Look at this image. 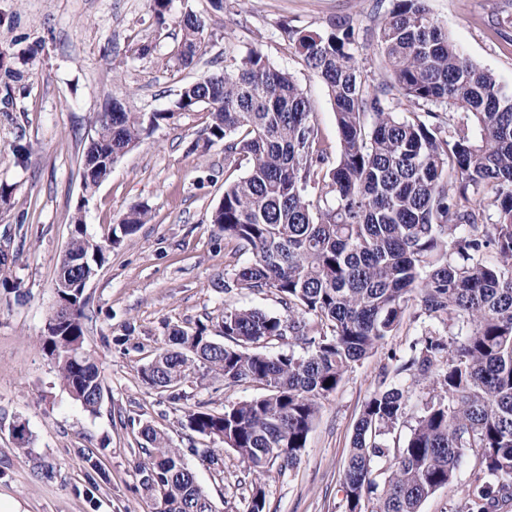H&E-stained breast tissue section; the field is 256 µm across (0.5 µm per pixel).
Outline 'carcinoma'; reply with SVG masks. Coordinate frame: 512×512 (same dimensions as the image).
Returning a JSON list of instances; mask_svg holds the SVG:
<instances>
[{
    "label": "carcinoma",
    "mask_w": 512,
    "mask_h": 512,
    "mask_svg": "<svg viewBox=\"0 0 512 512\" xmlns=\"http://www.w3.org/2000/svg\"><path fill=\"white\" fill-rule=\"evenodd\" d=\"M171 2L151 0L156 24ZM178 25L174 57L186 67L204 52L205 24L189 12ZM286 34L335 104L334 163L300 85L259 50L224 55V70L185 84L168 109L148 116L114 102L91 119L81 174L90 195L143 136L179 112L206 113L204 143L188 151L224 143V195L211 222L252 253L242 264L230 254L224 291L273 292L286 307L224 309L222 343L203 325L174 328L141 377L174 401L201 369L262 386L222 413L187 411V425L237 454L256 475L247 512H266L261 477L299 464L322 400L411 310L444 332H422L395 367L409 384L379 388L365 403L343 469L347 512H421L468 461L458 512H496L512 500V89L462 55L426 0H393L377 24L380 73L359 65L350 21ZM457 110L472 128L440 118ZM150 220L149 207L135 204L103 241L118 245ZM70 224L81 251L83 205ZM61 301L69 314L44 350L93 414L103 386L84 350L87 298L64 290ZM271 341L288 342V352L264 353ZM420 386L432 396L406 438L389 442ZM141 436L139 484L156 512H215L184 450L151 426Z\"/></svg>",
    "instance_id": "carcinoma-1"
}]
</instances>
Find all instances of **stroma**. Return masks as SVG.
Returning a JSON list of instances; mask_svg holds the SVG:
<instances>
[{"label":"stroma","instance_id":"stroma-1","mask_svg":"<svg viewBox=\"0 0 512 512\" xmlns=\"http://www.w3.org/2000/svg\"><path fill=\"white\" fill-rule=\"evenodd\" d=\"M432 16L463 56L512 87V0H427ZM390 0H172L171 19L155 23L149 0H0V52L21 69V82L4 87L13 110L0 112V182L13 185L0 207V237L8 236L17 290L0 287V499L19 512H155L142 495L136 465L150 424L187 449L189 466L216 512H244L252 477L238 456L187 427V410L224 408L262 394L256 383L227 385L194 375L171 402L145 383L141 369L165 347L171 328L205 324L223 341L225 309L283 313L277 295L233 289L228 254L236 243L211 222L224 194V146L189 153L204 138L206 115L181 112L145 136L112 166L89 201H82L81 166L94 113L118 101L145 114L169 108L180 88L223 68L225 52L242 57L260 49L294 76L313 106L328 146H336L335 105L292 48L287 29L320 31L349 20L360 30L355 52L363 69L383 60L373 29ZM207 24L206 52L189 67L176 65V18L185 12ZM148 45L147 55L130 49ZM34 146L17 163V135ZM148 204L152 220L121 246L90 281L85 294L84 347L96 361L104 390L97 413L85 411L61 383L43 341L56 303L60 258L77 206L87 233L107 235L120 214ZM421 333L406 321L377 352L358 362L323 400L300 463L264 477L266 512H346L343 465L365 402L380 387L404 385L397 359ZM26 424L28 452L15 447L12 428ZM216 450L222 470L203 464Z\"/></svg>","mask_w":512,"mask_h":512}]
</instances>
